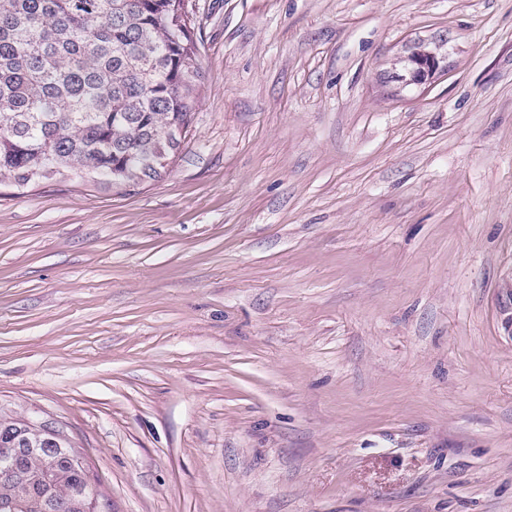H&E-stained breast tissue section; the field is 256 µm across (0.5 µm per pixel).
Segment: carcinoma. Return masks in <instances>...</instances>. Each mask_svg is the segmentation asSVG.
Here are the masks:
<instances>
[{"mask_svg": "<svg viewBox=\"0 0 512 512\" xmlns=\"http://www.w3.org/2000/svg\"><path fill=\"white\" fill-rule=\"evenodd\" d=\"M185 0H0V185L105 188L160 179L193 123L203 74ZM0 411V445L26 477L0 481V512H87V461L65 439Z\"/></svg>", "mask_w": 512, "mask_h": 512, "instance_id": "cac0c4a2", "label": "carcinoma"}]
</instances>
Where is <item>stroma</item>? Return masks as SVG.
Masks as SVG:
<instances>
[{"label":"stroma","instance_id":"35a3bbf8","mask_svg":"<svg viewBox=\"0 0 512 512\" xmlns=\"http://www.w3.org/2000/svg\"><path fill=\"white\" fill-rule=\"evenodd\" d=\"M198 8L160 181L0 187V408L112 512H512V0ZM413 65L412 81L421 83L432 75L438 67L436 54L426 49H418L408 58Z\"/></svg>","mask_w":512,"mask_h":512}]
</instances>
